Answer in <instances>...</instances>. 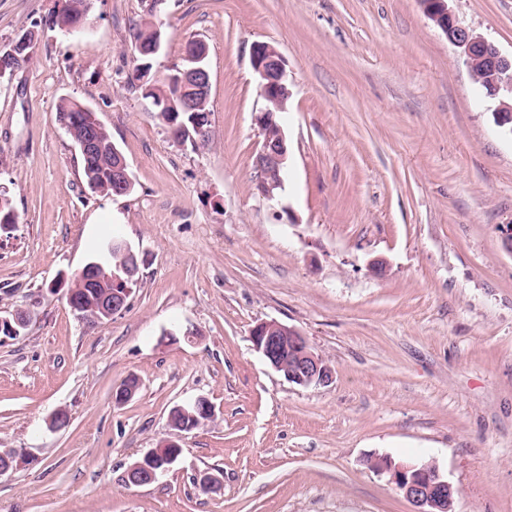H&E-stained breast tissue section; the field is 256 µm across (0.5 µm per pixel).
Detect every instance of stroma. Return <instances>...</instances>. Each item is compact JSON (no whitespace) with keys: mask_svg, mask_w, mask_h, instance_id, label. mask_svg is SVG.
Returning a JSON list of instances; mask_svg holds the SVG:
<instances>
[{"mask_svg":"<svg viewBox=\"0 0 512 512\" xmlns=\"http://www.w3.org/2000/svg\"><path fill=\"white\" fill-rule=\"evenodd\" d=\"M61 6L0 0V49L37 34L0 77V192L16 216L0 230V318L32 312L0 335V451L18 460L0 512H414L376 456L436 465L452 512H512V136L419 0H166L154 71L208 46L200 149L124 82L141 0H93L71 36L50 23ZM450 7L512 55V0ZM257 42L287 62L291 224L254 187ZM69 100L111 133L130 194L88 189L57 120ZM113 234L139 256L138 283L112 318L78 316L67 284ZM271 320L308 337L330 384L265 363L250 333ZM132 376L138 393L115 404ZM201 397L213 419L173 429L171 410ZM169 440L172 468L127 485ZM206 470L218 492L199 491ZM163 448H165V449L162 452V455L159 456L158 459L156 460V462H159L160 464H162L163 467L166 466V464H164V462L167 461L165 459V457L168 456L169 454H171L172 451L174 450V448H178L180 450V446L174 441L166 442L160 448L151 449L149 452H147L142 457V459L135 461L128 468L127 472L129 474L136 472L137 476H138V478H136L134 474L127 475V482L129 483V485L138 486V484H136L137 479H139V481H141L140 484L151 483V482L155 481L159 475L163 474L164 472H166L170 469L171 466L164 468L163 472L158 475L155 472V469H153L147 465V462H150L157 455L161 454V450Z\"/></svg>","mask_w":512,"mask_h":512,"instance_id":"obj_1","label":"stroma"}]
</instances>
